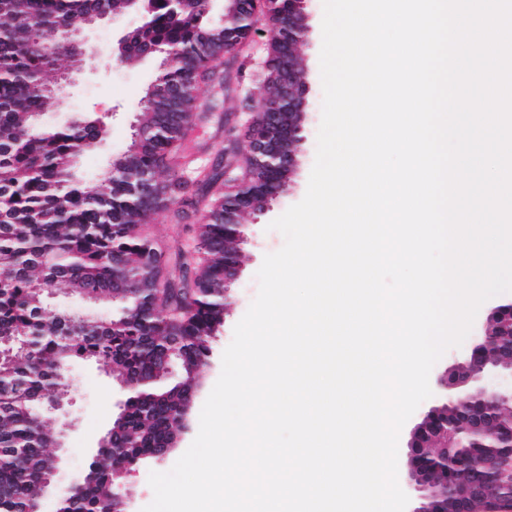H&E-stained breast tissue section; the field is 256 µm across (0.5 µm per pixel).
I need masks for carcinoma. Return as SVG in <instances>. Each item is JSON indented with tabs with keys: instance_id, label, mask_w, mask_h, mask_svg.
<instances>
[{
	"instance_id": "1",
	"label": "carcinoma",
	"mask_w": 512,
	"mask_h": 512,
	"mask_svg": "<svg viewBox=\"0 0 512 512\" xmlns=\"http://www.w3.org/2000/svg\"><path fill=\"white\" fill-rule=\"evenodd\" d=\"M129 32L127 58L152 47L175 54L146 92L128 151L93 189L82 184L79 158L108 134L100 116L81 114L64 125L46 122V109L79 50L69 30L88 18L130 9L128 0H0V346L16 352L0 362V512H34L40 483L52 463L53 431L34 412L46 394L69 395L71 359H94L123 378H153L131 400L123 421L110 429L85 472L81 493L63 512H103L117 479L114 467L135 465L160 452L198 368L224 326V267L233 259L227 211H245L281 177L267 171L251 181V197L232 195L224 179L232 168L252 171L237 145L191 181L179 175L185 154L186 114L224 133V25L208 19L207 0H188L175 19L166 0ZM266 8L276 26L267 49V90L277 89L299 50L288 45V2L243 0ZM213 93L207 111L185 91L189 82ZM174 224L193 221L206 258L192 266L183 253L168 254L142 226L159 210ZM63 285L116 305L108 319L54 311L49 292ZM182 377L166 383L167 371ZM491 433L512 435V406H496Z\"/></svg>"
}]
</instances>
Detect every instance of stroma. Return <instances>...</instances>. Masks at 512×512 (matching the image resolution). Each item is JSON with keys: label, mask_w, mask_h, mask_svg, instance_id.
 Wrapping results in <instances>:
<instances>
[{"label": "stroma", "mask_w": 512, "mask_h": 512, "mask_svg": "<svg viewBox=\"0 0 512 512\" xmlns=\"http://www.w3.org/2000/svg\"><path fill=\"white\" fill-rule=\"evenodd\" d=\"M308 14L311 33L302 48V55L310 91L304 106L305 141L297 172L287 192L270 209L261 214H247L244 218L248 240L241 246V274L230 290L231 306L225 316L224 327L213 340L210 357L197 370L198 387L189 415V429L164 461H142L124 477L130 512H142L152 502L154 492L148 482L150 472L171 470L195 439L202 406L221 374L222 354L233 338L235 325L258 294L256 274L265 255L278 251L285 242L283 235L271 229L270 224L300 202L306 193L322 120L323 88L319 56L323 0H310ZM139 23L137 15L128 14L95 28L90 43L96 48L97 55L73 73L68 97L58 109L63 117H71L78 112H95L107 118V137L96 150L87 152L80 160V169L90 182L113 158L127 150L144 92L154 82L161 68L162 58L158 55L121 67L112 64V51L117 48L119 39ZM267 41L263 31L253 34L239 54V60L244 64L241 81L224 100L225 111L237 116L234 134L240 149L244 151L249 148L246 131L251 114L248 103L250 98L262 92L256 72L266 54ZM148 231L168 252L180 251L186 259H193L195 243L190 226L170 223L166 212L161 211L154 215ZM68 380L70 396L63 409L53 410L44 404L38 407L43 421L61 435V446L56 450L59 472L51 493L38 500L40 512H54L57 498L64 494L73 480L84 474L87 464L97 452L100 439L111 428L112 418L118 412L117 403L123 397L121 380L101 362L73 360L68 368Z\"/></svg>", "instance_id": "1"}]
</instances>
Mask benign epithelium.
I'll use <instances>...</instances> for the list:
<instances>
[{
    "mask_svg": "<svg viewBox=\"0 0 512 512\" xmlns=\"http://www.w3.org/2000/svg\"><path fill=\"white\" fill-rule=\"evenodd\" d=\"M310 0H288V44L301 46L309 36L306 8ZM309 82L306 75L288 69L277 101L288 103V122L269 104L253 113L249 127L253 173L259 176L275 163L291 174L299 163L302 117ZM485 335L462 360L445 370L435 382L433 405L412 430L407 445L404 473L406 493L417 502L410 512H447L444 505L454 502V512H472L477 502H512V439L507 443L486 440L488 418L470 412L474 401L485 396L496 403L512 405V384L495 383L512 379V298L494 304L486 318ZM455 410L465 418L473 432L472 448L482 462L471 466V475L448 484L435 479L438 471L458 469L462 464L442 450L440 439L448 436V412Z\"/></svg>",
    "mask_w": 512,
    "mask_h": 512,
    "instance_id": "1",
    "label": "benign epithelium"
}]
</instances>
